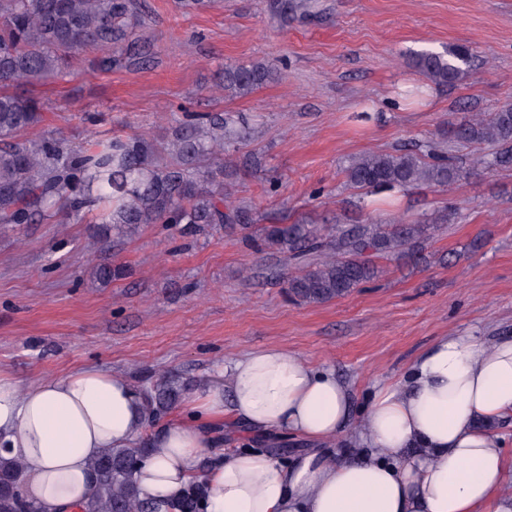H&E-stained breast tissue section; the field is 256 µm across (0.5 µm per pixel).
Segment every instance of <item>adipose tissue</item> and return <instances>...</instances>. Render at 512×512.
<instances>
[{"label":"adipose tissue","instance_id":"1","mask_svg":"<svg viewBox=\"0 0 512 512\" xmlns=\"http://www.w3.org/2000/svg\"><path fill=\"white\" fill-rule=\"evenodd\" d=\"M354 410L333 370L281 346L218 364L152 433L122 373L91 365L24 383L0 366V459L22 463L35 512H75L95 493L92 460L145 440L141 496L169 500L201 480L205 512H512L501 494L512 461L486 428L512 418V338L435 342L406 384L380 386L359 434L364 453L341 458L332 443ZM228 418L305 449L283 464L261 448L232 449L203 467Z\"/></svg>","mask_w":512,"mask_h":512}]
</instances>
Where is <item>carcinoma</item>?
Returning a JSON list of instances; mask_svg holds the SVG:
<instances>
[{
  "mask_svg": "<svg viewBox=\"0 0 512 512\" xmlns=\"http://www.w3.org/2000/svg\"><path fill=\"white\" fill-rule=\"evenodd\" d=\"M301 0H269L286 18ZM136 0H0V224L59 221L93 213L98 222L126 233L138 224H201L231 232L248 229V217L224 194V171L244 128L230 112H202L173 121L157 138L145 133H98L82 146L50 133L26 136L42 121L44 104L35 86L66 76L75 53H104L105 66H136L142 59ZM471 51L457 45L443 51L410 53L408 65L436 86L454 85L469 72ZM276 76L265 62L228 65L212 85L216 93L245 96ZM448 138L493 144L497 151L477 164L485 169L512 167V103L482 117L448 124ZM349 186L364 193L408 191L419 186L449 190L467 170L432 148L393 153L365 152L344 168ZM458 219L444 209L409 221L396 216L370 224H267L260 228V250L283 258L284 283L291 300L323 304L345 297L380 277L376 257L414 259L441 225ZM96 280L124 275L121 266L103 262ZM187 384L159 377L139 386L147 425L174 406ZM151 453L110 448L91 465L95 495L83 512H158L140 497L135 476ZM22 466L0 459V512H20ZM203 485L166 504V512H203Z\"/></svg>",
  "mask_w": 512,
  "mask_h": 512,
  "instance_id": "carcinoma-1",
  "label": "carcinoma"
}]
</instances>
